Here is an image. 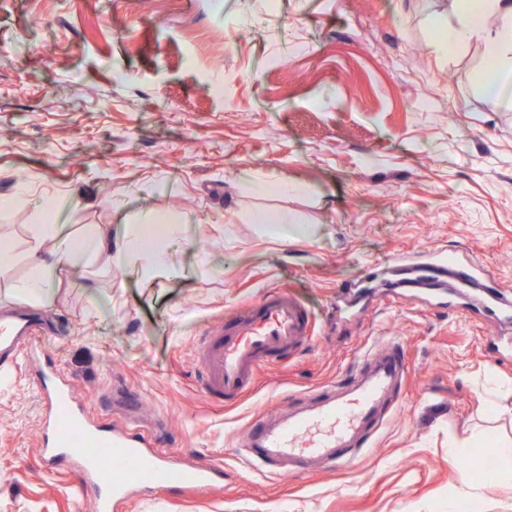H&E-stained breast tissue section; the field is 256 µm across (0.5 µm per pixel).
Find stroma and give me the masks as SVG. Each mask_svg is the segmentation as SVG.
Returning <instances> with one entry per match:
<instances>
[{"label":"stroma","mask_w":512,"mask_h":512,"mask_svg":"<svg viewBox=\"0 0 512 512\" xmlns=\"http://www.w3.org/2000/svg\"><path fill=\"white\" fill-rule=\"evenodd\" d=\"M0 0V313L30 272L42 221L120 242L156 213L188 220L170 271L145 279L101 251L75 259L42 310L43 345L92 419L135 428L179 466L218 463L211 491L157 490L118 512H448L472 478L470 436L512 437V352L497 323L390 287L444 251L512 292V110L480 82L479 42L438 57L450 0ZM294 192L253 194L246 176ZM51 202L49 217L38 205ZM287 210L322 237L268 239L250 212ZM270 287L320 334L261 368L238 402L199 383L197 337ZM400 343L395 410L354 468L270 476L241 429ZM31 365L0 366V512H94L70 466L48 470Z\"/></svg>","instance_id":"obj_1"}]
</instances>
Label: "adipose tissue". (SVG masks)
Instances as JSON below:
<instances>
[{"label": "adipose tissue", "mask_w": 512, "mask_h": 512, "mask_svg": "<svg viewBox=\"0 0 512 512\" xmlns=\"http://www.w3.org/2000/svg\"><path fill=\"white\" fill-rule=\"evenodd\" d=\"M455 22L438 18L432 22L433 45L439 56L464 52L471 42H479L483 53L481 85L494 89L500 102L512 106V0H453ZM185 219L178 213L154 215L148 223L136 225L123 241L117 258L123 265L150 276L170 265V246L183 239ZM41 240L30 251L28 278L16 285L14 297L44 302L52 291L46 280L55 269L64 267L82 245L78 239H56L51 250H43L42 239L56 238L51 224L39 227Z\"/></svg>", "instance_id": "obj_1"}]
</instances>
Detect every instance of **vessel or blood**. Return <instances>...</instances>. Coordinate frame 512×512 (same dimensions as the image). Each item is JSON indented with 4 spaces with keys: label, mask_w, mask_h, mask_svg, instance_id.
Returning <instances> with one entry per match:
<instances>
[{
    "label": "vessel or blood",
    "mask_w": 512,
    "mask_h": 512,
    "mask_svg": "<svg viewBox=\"0 0 512 512\" xmlns=\"http://www.w3.org/2000/svg\"><path fill=\"white\" fill-rule=\"evenodd\" d=\"M448 267L461 285L490 278L488 269L449 255ZM314 318L297 295L282 289L264 291L259 298L225 315L199 336L197 358L200 383L212 395L235 401L250 389L257 368L305 344ZM42 328L25 310L0 316V363L19 357L41 360ZM365 378L343 392H319L306 411L289 410L268 419L259 417L243 429L240 452L248 464L271 474L311 467L346 469L357 459L355 441L366 440L382 425L379 409L407 370L399 344L387 343L362 361ZM40 389L53 419L45 429L40 452L43 462H76L89 480L96 512H112L127 500L134 484L158 489L205 491L214 486L218 469L208 464L174 465L169 454L149 448L139 435L88 419L86 406L71 384L40 370ZM111 451L112 469L101 454Z\"/></svg>",
    "instance_id": "1"
}]
</instances>
